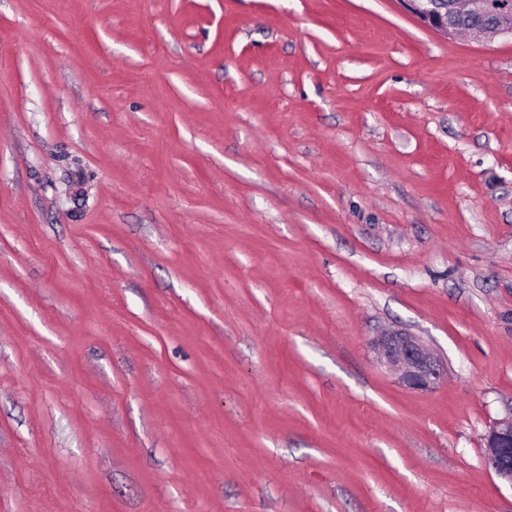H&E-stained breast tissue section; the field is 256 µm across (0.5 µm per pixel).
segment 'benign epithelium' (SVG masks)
<instances>
[{
	"mask_svg": "<svg viewBox=\"0 0 512 512\" xmlns=\"http://www.w3.org/2000/svg\"><path fill=\"white\" fill-rule=\"evenodd\" d=\"M404 8L425 27L449 37L458 35L455 14L477 19L473 34L481 35L491 27L493 35L512 36V0H400ZM377 361L397 382L410 390L428 392L436 389L448 375V365L417 337L402 330H387L371 342ZM485 466L512 487V413L489 427L486 435Z\"/></svg>",
	"mask_w": 512,
	"mask_h": 512,
	"instance_id": "7a95c632",
	"label": "benign epithelium"
}]
</instances>
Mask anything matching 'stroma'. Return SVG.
Returning <instances> with one entry per match:
<instances>
[{"label":"stroma","mask_w":512,"mask_h":512,"mask_svg":"<svg viewBox=\"0 0 512 512\" xmlns=\"http://www.w3.org/2000/svg\"><path fill=\"white\" fill-rule=\"evenodd\" d=\"M511 411L512 37L0 0V512H512ZM377 361L410 390L436 389L448 375V365L420 339L402 330H387L371 342ZM485 466L512 487V411L489 427Z\"/></svg>","instance_id":"35a3bbf8"}]
</instances>
